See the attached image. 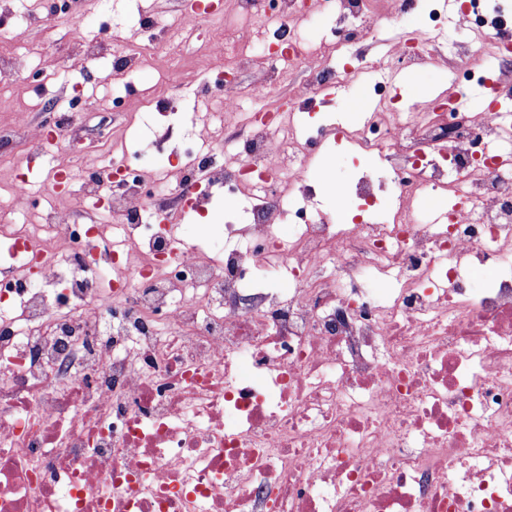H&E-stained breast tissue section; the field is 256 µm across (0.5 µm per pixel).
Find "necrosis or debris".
I'll return each instance as SVG.
<instances>
[{
	"mask_svg": "<svg viewBox=\"0 0 512 512\" xmlns=\"http://www.w3.org/2000/svg\"><path fill=\"white\" fill-rule=\"evenodd\" d=\"M72 4L18 0L4 35ZM232 5L206 61L223 125L177 170L110 132L99 166L52 167L40 188L8 164L0 213L25 220L0 225V512H512V114L398 112L380 82L396 65L482 81L489 54L494 95L512 94V46L442 47L425 0V32L339 70L327 47L375 40L409 0ZM325 12L338 27L316 44ZM206 18L185 4L163 24L167 69ZM258 52L271 66L242 85ZM300 69L280 109L238 123L243 98ZM362 79V122L305 125L310 93ZM109 100L84 82L24 137L72 149ZM335 143L373 162L336 187L337 206H367L347 224L316 209L308 173ZM202 184L239 205L196 247L170 227L204 212ZM435 195L447 216L425 208Z\"/></svg>",
	"mask_w": 512,
	"mask_h": 512,
	"instance_id": "necrosis-or-debris-1",
	"label": "necrosis or debris"
}]
</instances>
